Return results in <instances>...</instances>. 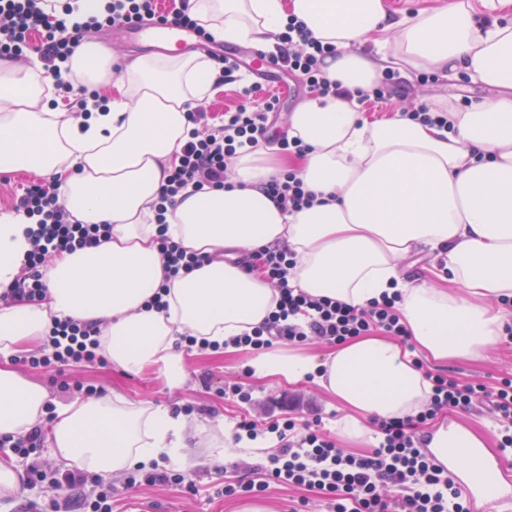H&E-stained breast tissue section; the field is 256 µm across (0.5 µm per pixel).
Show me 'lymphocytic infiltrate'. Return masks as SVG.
Wrapping results in <instances>:
<instances>
[{
	"label": "lymphocytic infiltrate",
	"instance_id": "1",
	"mask_svg": "<svg viewBox=\"0 0 512 512\" xmlns=\"http://www.w3.org/2000/svg\"><path fill=\"white\" fill-rule=\"evenodd\" d=\"M47 0H0V58L15 59L25 52L38 53L47 73L56 75L85 33L104 24H125L158 18L156 0H113L106 19L90 17L81 26L68 27L64 20L47 13ZM274 60L288 71L300 74L310 92L339 94L342 87L323 75L321 63L332 46L312 37L304 26L289 22L278 37ZM251 89H244L243 102L226 111L224 122L209 127L207 114L194 109L188 114L192 125L177 162L169 170L160 191L157 219H164L186 188H222L229 180V164L240 150L258 145L267 132L277 99L250 105ZM280 209L297 211L310 205L313 195L306 191L295 172L273 179L265 186ZM15 212L31 223L26 235L32 245L19 276L0 289V303H35L46 292L42 269L48 259L65 251L98 246L109 237V224H74L59 200L53 181L45 180L20 188L13 202ZM295 266L292 252L266 247L254 253L247 265L274 285L279 293L277 308L252 333L233 338L237 347L262 350L285 341L303 345L319 338L339 345L373 332L406 340L408 330L397 307L400 294L371 301L354 308L329 299L315 298L289 284ZM100 328L71 319L54 320L43 349L25 355L24 364L61 371L74 365H92ZM432 394L427 406L415 415L378 421V445L360 455L337 447L318 427L317 421L296 423L287 412L271 414L266 427L279 441L276 454L258 468V477L225 484L218 493L224 497H256L270 484L302 488L318 494L329 512H469L458 486L444 468L424 452L422 429L428 421L448 412L470 411L476 399H484L501 422L500 448H512V379L496 387L479 382L461 383L435 374L430 378Z\"/></svg>",
	"mask_w": 512,
	"mask_h": 512
}]
</instances>
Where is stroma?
I'll list each match as a JSON object with an SVG mask.
<instances>
[{
  "label": "stroma",
  "mask_w": 512,
  "mask_h": 512,
  "mask_svg": "<svg viewBox=\"0 0 512 512\" xmlns=\"http://www.w3.org/2000/svg\"><path fill=\"white\" fill-rule=\"evenodd\" d=\"M497 89L473 82L467 75L450 78L435 73L425 80L420 72H396L390 86V102L368 111L370 120L385 119L394 113L418 107L420 104L441 102L459 108L469 106L477 99L497 96ZM253 350L237 349L231 352L184 350L187 372L185 383L169 387L154 369L130 374L104 362L94 366L66 368L63 380L71 382V389H61L51 375L24 364H16V371L42 384L47 391L46 402L55 406L74 400H86L85 392L76 390V383L91 384L98 396L106 397L120 392L129 401H149L168 408L175 415L186 418L185 448L177 456L162 455V466L186 472L194 483L193 492H186L165 484L126 487L124 474H105L112 485V512H238L243 501L239 498L217 497L218 484L251 476L253 467L264 462L271 451L267 448H243L235 438V425L247 415L259 424H266L273 399L285 396L298 399L305 413L321 417L324 431L336 437L339 446L351 452L364 454L374 447L372 439L351 440L336 435V420L342 414L335 399L313 381L291 383L282 378L255 376L250 361ZM425 372L443 374L461 383L482 382L494 385L501 377L512 375V346L499 341L481 358L461 360L445 366L424 364ZM62 380V381H63ZM240 383L251 394L250 403L225 399L222 388L228 383ZM193 404L197 413L184 415L185 405ZM0 460L12 462L21 478L18 490L7 497L0 496V512H51L58 496L49 483L25 482L26 464L14 458L9 449L0 450Z\"/></svg>",
  "instance_id": "35a3bbf8"
}]
</instances>
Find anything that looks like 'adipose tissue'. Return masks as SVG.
Here are the masks:
<instances>
[{
    "instance_id": "1",
    "label": "adipose tissue",
    "mask_w": 512,
    "mask_h": 512,
    "mask_svg": "<svg viewBox=\"0 0 512 512\" xmlns=\"http://www.w3.org/2000/svg\"><path fill=\"white\" fill-rule=\"evenodd\" d=\"M512 0H442L415 13L386 0H190V14L218 40L268 46L289 18L336 46L326 78L370 88L382 63L412 71L467 74L499 89L493 99L449 107L451 129L401 114L368 121L353 101L313 96L288 117V137L307 152L279 159L270 146L240 153L230 187L184 190L167 214L168 237L204 264L167 278L156 243L155 210L165 176L191 125L188 114L212 94L216 75L198 54L141 57L123 70L98 41L85 39L66 63L74 79L107 99L86 112L52 105L53 80L39 55L0 60V167L60 182L71 223L110 224L93 248L56 255L43 269L36 304L0 307V355L43 339L53 319L99 324L98 352L136 374L157 369L172 388L186 380L176 343L189 334L227 342L252 332L275 310L277 294L248 272L244 255L285 247L293 287L363 307L401 293L407 342L361 336L323 355L268 350L256 376L313 380L343 408L340 436H371L376 420L419 412L432 384L417 357L441 365L475 360L495 345L512 298ZM374 39L376 55L361 52ZM294 167L315 201L287 213L265 184ZM26 217L0 214V283L20 275L30 248ZM430 255L429 276L406 280L400 263ZM167 287V310L147 303ZM47 392L0 365V435L20 436L44 411ZM51 439L59 458L81 469L118 472L149 465L185 445L186 424L168 409L122 394L60 404ZM429 449L450 470L499 484L486 442L466 425L433 421Z\"/></svg>"
}]
</instances>
